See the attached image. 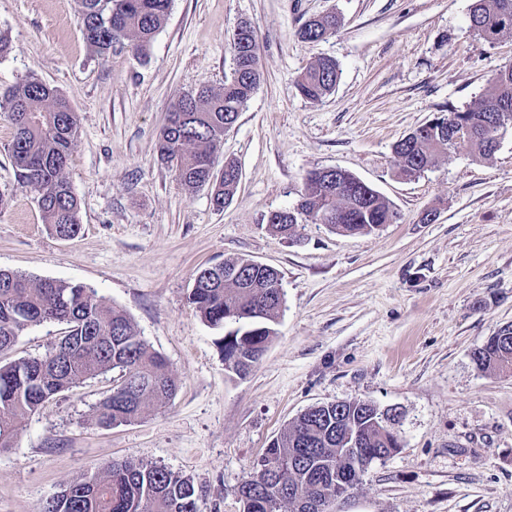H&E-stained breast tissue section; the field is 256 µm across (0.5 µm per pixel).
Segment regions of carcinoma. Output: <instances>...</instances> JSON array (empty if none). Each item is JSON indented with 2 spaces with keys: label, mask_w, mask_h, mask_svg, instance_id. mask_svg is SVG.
<instances>
[{
  "label": "carcinoma",
  "mask_w": 512,
  "mask_h": 512,
  "mask_svg": "<svg viewBox=\"0 0 512 512\" xmlns=\"http://www.w3.org/2000/svg\"><path fill=\"white\" fill-rule=\"evenodd\" d=\"M79 30L91 51L105 57L117 43L127 42L140 56L161 29L171 0H79ZM470 28L485 42L512 39V0H473ZM340 19L326 14L310 19L298 38L316 42L336 32ZM234 33L231 49L236 76L214 90L202 87L180 96L171 106L158 138V153L172 163L176 180L191 195L202 187L216 204L233 198L239 180L218 178L215 152L247 101L261 83L257 34L243 23ZM338 63L322 57L300 75V94L321 102L339 83ZM0 112L15 127L11 157L19 180L36 196L43 222L60 238L80 230L79 201L64 171L77 132V119L59 90L31 77L0 94ZM512 121V66L497 71L491 91L463 109L448 110V123H425L404 135L395 145L397 173L414 177L434 166L448 150L466 146L473 156L488 158L499 147L498 128ZM305 215L319 224L327 215L337 223L352 224L359 234H370L376 224H393L398 213L379 192L346 170L305 175L296 208L288 225ZM247 258L231 257L199 270L200 287L189 300L201 318L215 328H225L218 339L223 352L243 342L269 344L276 337L281 304L273 300L254 311L256 292L238 280L224 282V271L243 268ZM238 318L224 323V311ZM43 322L66 326L68 338L42 358L0 363V451L10 448L19 426L47 401L76 383L109 370L118 380L129 381L119 395L103 400L96 410L100 427L120 426L140 420L153 406L170 400L176 382L166 360L140 336L120 309L97 299L93 289L53 279H31L0 270V360L7 357L16 338L27 327ZM471 360L480 372L512 374V325L499 328ZM387 419L367 401H341L328 408L301 413L266 449L267 463L283 466L287 481L278 486L274 470H254L239 489L243 512H318L315 504L336 512L340 487L336 475L355 487L362 473L336 461L337 449L348 434L362 441L364 454L386 458L397 444L381 441ZM202 490L193 480L162 465L135 459L112 462L92 478L74 480L51 497L40 512H198Z\"/></svg>",
  "instance_id": "carcinoma-1"
}]
</instances>
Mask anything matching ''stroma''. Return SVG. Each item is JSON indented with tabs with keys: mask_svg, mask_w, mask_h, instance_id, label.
I'll return each mask as SVG.
<instances>
[{
	"mask_svg": "<svg viewBox=\"0 0 512 512\" xmlns=\"http://www.w3.org/2000/svg\"><path fill=\"white\" fill-rule=\"evenodd\" d=\"M471 0H172L146 57H96L77 0H0V90L35 77L77 115L65 174L81 230L61 239L15 175L14 128L0 115V269L81 283L123 310L165 357L177 389L138 422L95 424L111 373L84 380L22 424L0 452V512H38L60 488L115 460L167 466L201 487L199 512H242L238 488L306 409L365 400L401 414L399 453L373 462L340 512H512V376L471 353L512 324V131L488 159L459 146L421 173L396 175L394 144L466 107L512 65V39L469 26ZM338 31L299 41L307 19ZM259 39L262 82L225 133L215 166L239 165L231 202L186 195L157 152L172 103L233 76L240 22ZM335 59L341 80L313 104L300 73ZM345 169L376 189L397 223L343 236L299 217L292 237L267 215L293 208L303 177ZM436 210L434 222L422 221ZM244 256L281 274L278 334L243 378L228 372L188 295L199 269ZM55 323L32 325L11 359L44 356Z\"/></svg>",
	"mask_w": 512,
	"mask_h": 512,
	"instance_id": "35a3bbf8",
	"label": "stroma"
}]
</instances>
